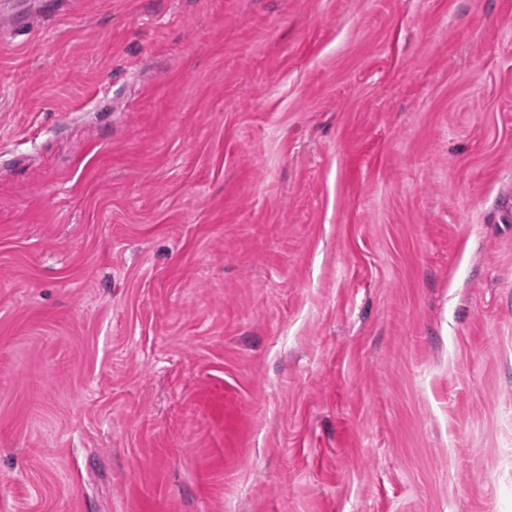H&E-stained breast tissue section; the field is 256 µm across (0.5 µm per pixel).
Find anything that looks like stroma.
I'll return each mask as SVG.
<instances>
[{
  "mask_svg": "<svg viewBox=\"0 0 512 512\" xmlns=\"http://www.w3.org/2000/svg\"><path fill=\"white\" fill-rule=\"evenodd\" d=\"M0 12V512H512V0Z\"/></svg>",
  "mask_w": 512,
  "mask_h": 512,
  "instance_id": "1",
  "label": "stroma"
}]
</instances>
